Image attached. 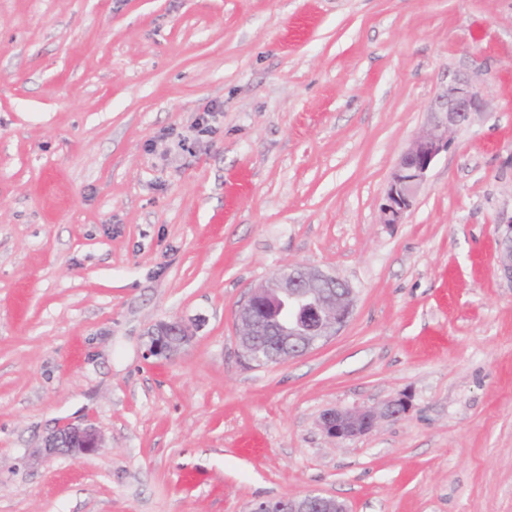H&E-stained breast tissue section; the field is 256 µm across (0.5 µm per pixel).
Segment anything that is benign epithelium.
I'll list each match as a JSON object with an SVG mask.
<instances>
[{
  "mask_svg": "<svg viewBox=\"0 0 512 512\" xmlns=\"http://www.w3.org/2000/svg\"><path fill=\"white\" fill-rule=\"evenodd\" d=\"M483 84L468 76L450 81L428 105V121L422 132L397 160L381 206L383 223L400 224L415 202L437 157L448 150V132L469 124L483 111ZM498 228V265L512 283V220ZM354 291L340 277L320 269L295 267L274 272L264 285L250 291L237 312L238 340L250 363H273L298 357L316 344L336 335L348 322L354 307ZM279 341L278 355L260 357L257 337L261 332ZM146 357H170L192 337L190 326L180 320L160 322L149 333ZM402 399L388 401L381 410L329 411L322 417L327 435L336 440L353 439L372 432L381 418L406 413ZM102 445L99 430L91 425L63 423L43 441L47 456L78 458ZM249 512H347L338 499L318 491L282 500H259Z\"/></svg>",
  "mask_w": 512,
  "mask_h": 512,
  "instance_id": "1",
  "label": "benign epithelium"
}]
</instances>
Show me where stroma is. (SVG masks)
<instances>
[{
  "label": "stroma",
  "mask_w": 512,
  "mask_h": 512,
  "mask_svg": "<svg viewBox=\"0 0 512 512\" xmlns=\"http://www.w3.org/2000/svg\"><path fill=\"white\" fill-rule=\"evenodd\" d=\"M458 73L485 109L383 223ZM511 219L512 0H0V512H512ZM286 267L353 313L247 363L235 312ZM174 319L190 342L146 357ZM63 422L103 447L40 454ZM498 265L504 278L512 284V219L507 224H498ZM407 404L403 399L389 400L381 409H367L357 412L329 411L322 417V426L327 435L336 440L353 439L372 432L379 419L397 418L406 413ZM286 507L288 511L282 509ZM347 512L343 502L318 491H310L300 497L259 500L251 505L249 512Z\"/></svg>",
  "instance_id": "1"
}]
</instances>
